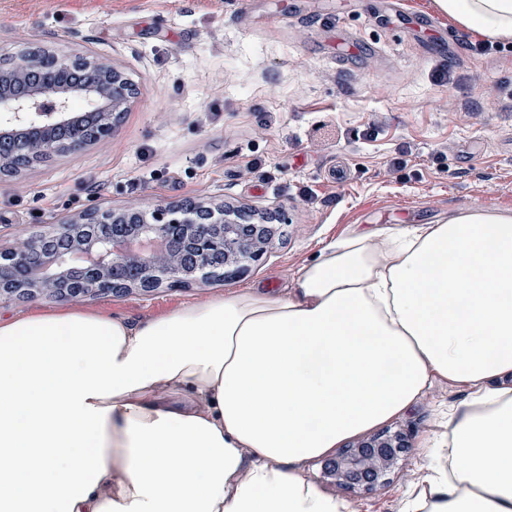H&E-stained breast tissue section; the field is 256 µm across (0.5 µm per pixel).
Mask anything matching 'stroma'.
<instances>
[{"label": "stroma", "mask_w": 512, "mask_h": 512, "mask_svg": "<svg viewBox=\"0 0 512 512\" xmlns=\"http://www.w3.org/2000/svg\"><path fill=\"white\" fill-rule=\"evenodd\" d=\"M384 2L0 0V54L38 43L106 60L137 89L111 139L0 181V252L108 206L206 200L285 214L240 277L79 302L138 320L230 287H286L359 229L512 211V41L481 55L478 35L434 0H402L398 16ZM440 34L445 58L432 53ZM440 70L449 81H436ZM467 400L437 382L387 426L417 442ZM426 465L411 449L388 486L347 500L404 512Z\"/></svg>", "instance_id": "35a3bbf8"}]
</instances>
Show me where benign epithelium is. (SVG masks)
<instances>
[{"mask_svg":"<svg viewBox=\"0 0 512 512\" xmlns=\"http://www.w3.org/2000/svg\"><path fill=\"white\" fill-rule=\"evenodd\" d=\"M83 63L40 46L23 62L0 66V112L6 115L0 178L42 154L77 153L112 135L134 88L107 62L84 70L78 82L61 81V71ZM77 98L96 99L100 111L90 118L71 111ZM276 232L264 218L254 224L245 211L201 201L88 210L0 252V301L121 297L234 278ZM409 448L406 433L379 431L325 458L323 478L335 488L369 494L390 483Z\"/></svg>","mask_w":512,"mask_h":512,"instance_id":"1","label":"benign epithelium"}]
</instances>
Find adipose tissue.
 Here are the masks:
<instances>
[{
    "instance_id": "1",
    "label": "adipose tissue",
    "mask_w": 512,
    "mask_h": 512,
    "mask_svg": "<svg viewBox=\"0 0 512 512\" xmlns=\"http://www.w3.org/2000/svg\"><path fill=\"white\" fill-rule=\"evenodd\" d=\"M512 39V0H435ZM469 390L406 512H512V212L351 233L292 287L0 316V512H352L306 465Z\"/></svg>"
}]
</instances>
